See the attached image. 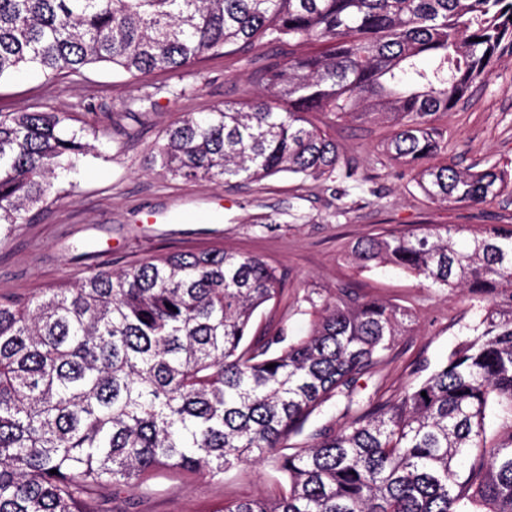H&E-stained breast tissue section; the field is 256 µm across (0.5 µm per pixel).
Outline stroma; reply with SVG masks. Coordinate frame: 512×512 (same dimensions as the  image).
Returning <instances> with one entry per match:
<instances>
[{"mask_svg":"<svg viewBox=\"0 0 512 512\" xmlns=\"http://www.w3.org/2000/svg\"><path fill=\"white\" fill-rule=\"evenodd\" d=\"M192 92L177 98L174 88ZM259 86L242 55L216 56L177 72L133 80L108 68L84 79L46 83L28 71L0 80V112L42 102L93 120L97 139L76 168L52 179L47 198L0 241V296L30 297L92 269L202 249L261 257L285 276V291L259 312L251 335L304 333L311 301L338 288L385 301L407 313L410 333L387 361L355 385L359 403L386 399L414 385L416 364L435 366L471 336L479 311L468 300L430 288L392 268L358 270L348 251L383 230L418 225L512 224V195L478 206L440 205L416 187L410 171L381 163L388 127L361 120L333 124L341 163L356 179H304L281 173L249 184L218 185L163 175L151 164L164 129L187 113L238 102ZM436 123L447 132L442 159L461 168L512 171V54L499 55L483 82ZM285 477L267 465H243L223 478L163 475L119 495L101 491L104 512H204L243 496H275Z\"/></svg>","mask_w":512,"mask_h":512,"instance_id":"stroma-1","label":"stroma"}]
</instances>
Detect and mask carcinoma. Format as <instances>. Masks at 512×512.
Returning a JSON list of instances; mask_svg holds the SVG:
<instances>
[{
	"instance_id": "carcinoma-1",
	"label": "carcinoma",
	"mask_w": 512,
	"mask_h": 512,
	"mask_svg": "<svg viewBox=\"0 0 512 512\" xmlns=\"http://www.w3.org/2000/svg\"><path fill=\"white\" fill-rule=\"evenodd\" d=\"M261 43L323 50L248 58L263 89L167 128L154 166L216 183L352 179L329 125L308 118L324 112L389 123L387 159L432 201L474 206L512 186L497 166L427 164L445 147L435 117L512 53V0H0V78L34 68L56 82L99 64L139 77ZM71 121L42 105L0 112L1 238L90 149L95 125ZM351 256L480 311L443 362L366 409L350 394L403 335L401 311L341 288L309 299L306 334L255 342L256 314L284 291L255 255L172 253L0 297V512H98L102 489L244 463L287 486L206 512H512V224L381 232ZM341 396L339 427L282 448Z\"/></svg>"
}]
</instances>
